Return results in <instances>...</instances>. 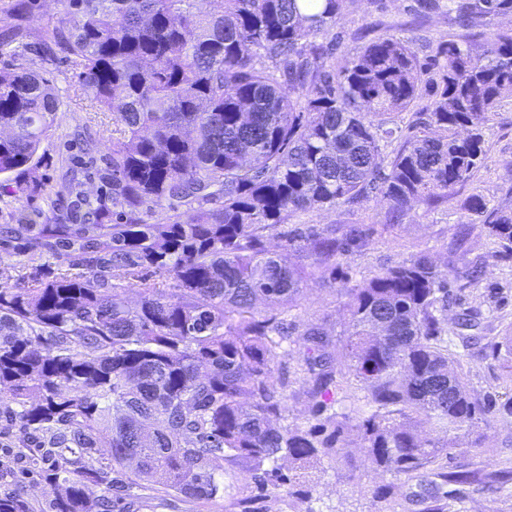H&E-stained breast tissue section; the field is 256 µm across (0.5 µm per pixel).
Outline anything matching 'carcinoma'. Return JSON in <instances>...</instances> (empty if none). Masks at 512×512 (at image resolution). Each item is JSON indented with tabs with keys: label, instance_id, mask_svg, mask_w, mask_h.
I'll list each match as a JSON object with an SVG mask.
<instances>
[{
	"label": "carcinoma",
	"instance_id": "carcinoma-1",
	"mask_svg": "<svg viewBox=\"0 0 512 512\" xmlns=\"http://www.w3.org/2000/svg\"><path fill=\"white\" fill-rule=\"evenodd\" d=\"M419 2L468 30L512 14V0ZM349 4L62 0L41 38L5 41L18 59L57 46L75 91L112 113V143L99 157L86 145L82 167L112 172V223L72 170L57 190L70 215L0 225V244L26 236L88 273L0 285V405L18 443L51 459L53 512H88L91 486L101 512L135 486L210 500L229 468L249 474L240 512L283 492L304 502L315 466L341 457L352 432L373 469L464 484L447 470L460 435L512 417V397L494 408L470 394L448 349V266L420 253L345 289L340 345L316 326L299 332L308 425L282 424L285 315L302 283L342 279L341 259L369 230L279 228L295 211L373 194L395 218L448 197L487 159L485 121L512 95V28L480 52L440 42L423 63L407 41L379 37L336 67L337 39L317 38ZM427 88L431 108L402 135L391 116ZM60 107L42 75L0 69V191L37 163ZM163 202L173 214L142 220ZM468 210L512 251V211L480 195ZM347 375L366 394L339 413Z\"/></svg>",
	"mask_w": 512,
	"mask_h": 512
}]
</instances>
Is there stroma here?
<instances>
[{"label":"stroma","instance_id":"1","mask_svg":"<svg viewBox=\"0 0 512 512\" xmlns=\"http://www.w3.org/2000/svg\"><path fill=\"white\" fill-rule=\"evenodd\" d=\"M17 0H0V39L20 29L38 34L51 26L59 10L57 0H35L25 15L14 10ZM416 0H353L336 24L344 36L341 53L356 52L371 39L391 34L410 42L418 57H426L438 42L467 36L483 46L491 33L512 26V15H498L486 24L462 31L442 12L418 16ZM24 62L30 69L53 81L64 97L58 121L41 145V160L18 174L22 191L0 196V225L51 224L68 198L55 196L61 168L77 163L82 139L112 141V115L89 101L76 98L77 81L72 66L62 53H34ZM488 160L471 179L456 186L447 199L436 204L416 205L401 221L388 218V206L374 196L363 207L339 204L335 207L292 214L289 224H314L338 228L363 224L373 233L365 250L347 256L343 267L350 283H358L387 265L426 252L447 264L453 283L448 297V336L458 353L472 396L479 401L503 403L512 391V367L497 355L501 337L512 336V253L488 238L477 217L468 210L473 195H482L489 208H512V96L503 98L485 126ZM66 259L45 251L30 256L21 246L0 247V284L14 287L32 278L49 280L69 272ZM298 325L321 324L340 332L343 323L342 298L337 289L304 285L299 305L288 314ZM484 445L458 453L454 467L463 471L491 474L512 465V421L496 419L476 424ZM0 437V497L11 495L25 501L29 512H49L54 490L45 477L48 462L31 465L28 452L8 445ZM351 464L325 463L304 512H385L387 504L377 497L380 487L396 485L402 506L399 512H424L423 498L449 494L451 512H512V481L501 491L477 485L445 484L420 472L417 479L397 486L388 472L363 466L359 448H352ZM240 470L224 476L223 498L197 503L180 496L136 489L128 512H239L234 504V486L241 484Z\"/></svg>","mask_w":512,"mask_h":512}]
</instances>
